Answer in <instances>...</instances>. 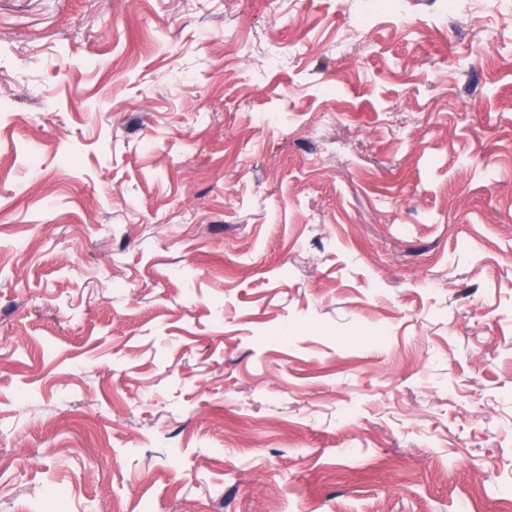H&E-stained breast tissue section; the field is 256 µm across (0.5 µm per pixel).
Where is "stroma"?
Returning <instances> with one entry per match:
<instances>
[{
    "label": "stroma",
    "instance_id": "35a3bbf8",
    "mask_svg": "<svg viewBox=\"0 0 512 512\" xmlns=\"http://www.w3.org/2000/svg\"><path fill=\"white\" fill-rule=\"evenodd\" d=\"M446 2L0 0V512H512V6Z\"/></svg>",
    "mask_w": 512,
    "mask_h": 512
}]
</instances>
